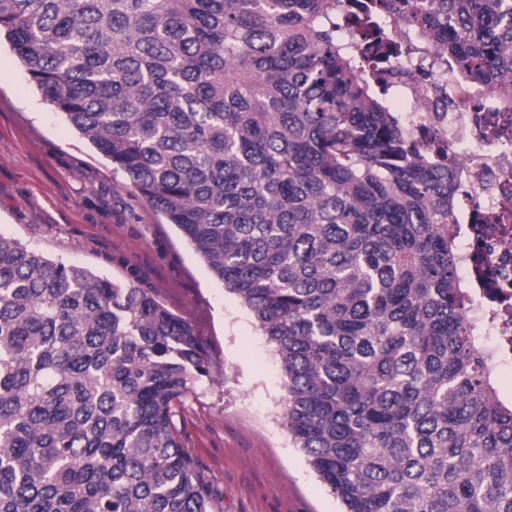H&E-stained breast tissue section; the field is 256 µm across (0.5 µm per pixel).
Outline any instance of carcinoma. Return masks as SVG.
<instances>
[{"label": "carcinoma", "mask_w": 512, "mask_h": 512, "mask_svg": "<svg viewBox=\"0 0 512 512\" xmlns=\"http://www.w3.org/2000/svg\"><path fill=\"white\" fill-rule=\"evenodd\" d=\"M340 2L0 0V37L252 312L282 425L343 512H512V402L462 317L455 171L383 71L396 15L508 106L512 0ZM208 376L148 289L0 235V512H210L174 423Z\"/></svg>", "instance_id": "carcinoma-1"}]
</instances>
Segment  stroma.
<instances>
[{
	"instance_id": "35a3bbf8",
	"label": "stroma",
	"mask_w": 512,
	"mask_h": 512,
	"mask_svg": "<svg viewBox=\"0 0 512 512\" xmlns=\"http://www.w3.org/2000/svg\"><path fill=\"white\" fill-rule=\"evenodd\" d=\"M0 234L149 289L191 324L215 365L175 406L211 512H339L281 425L284 377L250 310L174 225L46 104L0 45Z\"/></svg>"
}]
</instances>
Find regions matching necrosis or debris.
Here are the masks:
<instances>
[{
  "mask_svg": "<svg viewBox=\"0 0 512 512\" xmlns=\"http://www.w3.org/2000/svg\"><path fill=\"white\" fill-rule=\"evenodd\" d=\"M390 24L410 47L396 66L391 102L407 126L424 128L457 164L450 229L470 292L464 320L496 365L512 368V109H496L486 89L448 80L403 20Z\"/></svg>",
  "mask_w": 512,
  "mask_h": 512,
  "instance_id": "1",
  "label": "necrosis or debris"
}]
</instances>
